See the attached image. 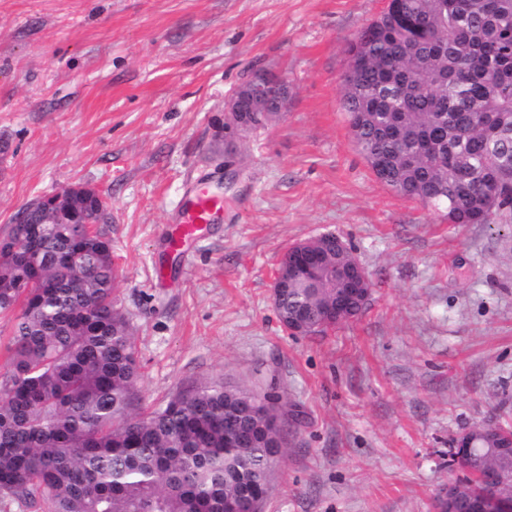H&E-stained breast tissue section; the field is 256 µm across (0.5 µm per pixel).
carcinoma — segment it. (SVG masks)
Here are the masks:
<instances>
[{"mask_svg":"<svg viewBox=\"0 0 512 512\" xmlns=\"http://www.w3.org/2000/svg\"><path fill=\"white\" fill-rule=\"evenodd\" d=\"M341 106L355 150L399 197L450 224L512 219V0H386L350 44ZM252 114L234 138L265 128ZM61 254L73 264L54 263ZM327 264L356 262L324 248ZM112 247L82 224H11L0 239V313L19 311L0 373V499L48 512H224L275 463L266 427L230 448L250 393L202 381L150 411L128 317L115 302ZM336 284L299 280L280 319L324 322ZM480 490V455L460 465Z\"/></svg>","mask_w":512,"mask_h":512,"instance_id":"carcinoma-1","label":"carcinoma"}]
</instances>
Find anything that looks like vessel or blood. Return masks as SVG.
I'll return each mask as SVG.
<instances>
[{"label":"vessel or blood","mask_w":512,"mask_h":512,"mask_svg":"<svg viewBox=\"0 0 512 512\" xmlns=\"http://www.w3.org/2000/svg\"><path fill=\"white\" fill-rule=\"evenodd\" d=\"M223 210L224 198L209 180L198 179L189 183L171 218L169 246L172 251H181L201 236Z\"/></svg>","instance_id":"obj_1"}]
</instances>
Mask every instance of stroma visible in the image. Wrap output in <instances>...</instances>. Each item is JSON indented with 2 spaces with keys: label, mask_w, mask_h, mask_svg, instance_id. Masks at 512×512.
I'll return each mask as SVG.
<instances>
[{
  "label": "stroma",
  "mask_w": 512,
  "mask_h": 512,
  "mask_svg": "<svg viewBox=\"0 0 512 512\" xmlns=\"http://www.w3.org/2000/svg\"><path fill=\"white\" fill-rule=\"evenodd\" d=\"M384 0H0V238L25 204L107 199L100 230L130 320L141 405L204 380L275 395L303 423L262 512H432L464 430L512 416V223L450 224L394 195L341 110L346 49ZM288 108L235 143L224 100L252 71ZM208 176L224 218L184 253L165 233ZM344 236L364 313L287 335L271 300L294 243Z\"/></svg>",
  "instance_id": "35a3bbf8"
}]
</instances>
